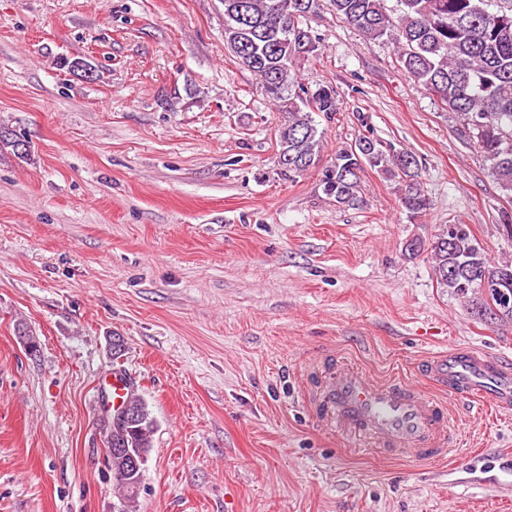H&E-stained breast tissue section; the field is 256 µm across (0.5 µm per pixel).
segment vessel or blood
Segmentation results:
<instances>
[{"label": "vessel or blood", "mask_w": 512, "mask_h": 512, "mask_svg": "<svg viewBox=\"0 0 512 512\" xmlns=\"http://www.w3.org/2000/svg\"><path fill=\"white\" fill-rule=\"evenodd\" d=\"M428 378L449 393L489 398L496 409L512 407V361L453 346L435 356ZM329 427L358 431L385 452L408 453L429 460L448 453L445 408L400 383L380 384L363 374L328 372L310 401Z\"/></svg>", "instance_id": "obj_1"}]
</instances>
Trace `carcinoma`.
I'll return each instance as SVG.
<instances>
[{
    "mask_svg": "<svg viewBox=\"0 0 512 512\" xmlns=\"http://www.w3.org/2000/svg\"><path fill=\"white\" fill-rule=\"evenodd\" d=\"M224 40L239 63L261 78L266 94L287 114L276 133L278 165L302 174L319 167L323 132L313 114L339 111L336 90L314 89L297 81L301 62L317 54L319 38L307 18L319 0H223ZM386 0H329L332 12L361 35L387 38L396 48L403 70L419 88L435 96L461 120L459 133L473 137L489 163V172L512 195V0L489 9L490 0H396L398 12L388 13ZM25 157L30 142L0 127V152ZM369 166L403 182L401 205L416 217L428 201L416 177L417 157L392 145L362 137L336 152L321 169L323 193L341 205H353L360 193V173ZM412 256L430 255L439 287L468 299L472 310L494 312L512 320V297L498 291L512 274V263H496L465 224L430 239L415 238L406 246ZM125 404L136 409L135 421L99 424L104 442L148 455L156 428L148 404L130 389ZM112 479L125 504L135 502L142 473L120 456L109 460Z\"/></svg>",
    "mask_w": 512,
    "mask_h": 512,
    "instance_id": "obj_1",
    "label": "carcinoma"
}]
</instances>
